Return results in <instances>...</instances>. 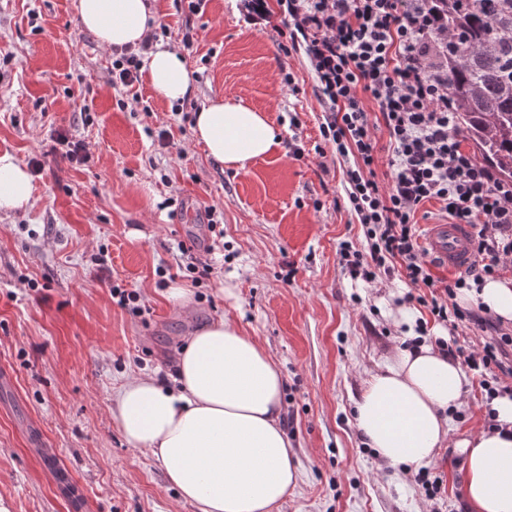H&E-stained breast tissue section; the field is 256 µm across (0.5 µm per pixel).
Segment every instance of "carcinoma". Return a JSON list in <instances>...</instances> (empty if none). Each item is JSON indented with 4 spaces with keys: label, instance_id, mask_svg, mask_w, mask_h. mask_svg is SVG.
Listing matches in <instances>:
<instances>
[{
    "label": "carcinoma",
    "instance_id": "carcinoma-1",
    "mask_svg": "<svg viewBox=\"0 0 512 512\" xmlns=\"http://www.w3.org/2000/svg\"><path fill=\"white\" fill-rule=\"evenodd\" d=\"M448 29V96L460 131L512 181V0H428Z\"/></svg>",
    "mask_w": 512,
    "mask_h": 512
}]
</instances>
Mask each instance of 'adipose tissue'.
Here are the masks:
<instances>
[{"instance_id":"obj_1","label":"adipose tissue","mask_w":512,"mask_h":512,"mask_svg":"<svg viewBox=\"0 0 512 512\" xmlns=\"http://www.w3.org/2000/svg\"><path fill=\"white\" fill-rule=\"evenodd\" d=\"M81 25L106 48L138 45L152 15L145 0H77ZM146 77L169 103L194 90L180 51L157 45ZM192 137L234 171L276 152L281 137L263 112L232 96L197 111ZM32 179L11 154H0V213L27 206ZM462 302L512 320V279L490 277L462 289ZM467 374L435 342L395 348L372 369L356 402V423L389 468L430 464L439 448L462 457L469 512H512V396L496 397L494 427L458 438L453 410L466 398ZM283 381L267 350L229 320L193 330L172 380L140 372L118 389L112 418L126 442L149 451L168 484L199 512H273L296 485L298 470L281 426Z\"/></svg>"}]
</instances>
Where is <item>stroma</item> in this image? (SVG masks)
I'll return each mask as SVG.
<instances>
[{"label":"stroma","mask_w":512,"mask_h":512,"mask_svg":"<svg viewBox=\"0 0 512 512\" xmlns=\"http://www.w3.org/2000/svg\"><path fill=\"white\" fill-rule=\"evenodd\" d=\"M265 3L262 18L243 0H207L190 17L175 0H147L166 44L198 31L194 91L176 108L144 79L112 87V52L81 29L76 0H0V153L28 166L34 187L30 206L0 214V370L13 377L0 387V502L10 512H197L151 453L126 444L110 407L129 374L173 376L190 332L219 319L256 338L282 373L299 478L275 512H467L457 449L430 464L446 487L434 503L362 447L355 402L404 340L387 310L408 286L344 275L338 245L360 242L361 226L319 132L306 56L286 52L277 0ZM224 95L266 112L281 150L240 172L209 157L191 118ZM62 133L85 144L88 163L63 154ZM211 206L223 236L209 227ZM193 261L211 266L196 283ZM160 266L190 289L187 309L168 303ZM115 285L139 292L146 313L119 306ZM46 451L76 496L46 472Z\"/></svg>","instance_id":"35a3bbf8"}]
</instances>
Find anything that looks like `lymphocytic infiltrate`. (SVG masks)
<instances>
[{
	"label": "lymphocytic infiltrate",
	"instance_id": "lymphocytic-infiltrate-1",
	"mask_svg": "<svg viewBox=\"0 0 512 512\" xmlns=\"http://www.w3.org/2000/svg\"><path fill=\"white\" fill-rule=\"evenodd\" d=\"M291 49L303 50L324 105L320 133L346 162L344 191L363 230L362 244L345 240L340 259L347 276L368 284L400 276L406 302L427 308L454 334L441 350L479 378L484 404L512 392V332L485 309L463 307L458 290L480 285L512 266V182L466 151L448 99L439 52L449 34L427 0H281ZM158 33L137 47L117 49L112 86L139 79L141 57ZM377 104L371 116L362 94ZM388 135L390 180L376 178L374 132ZM472 229L474 261L437 286L420 244L415 215L426 203ZM479 332V340L459 331Z\"/></svg>",
	"mask_w": 512,
	"mask_h": 512
}]
</instances>
